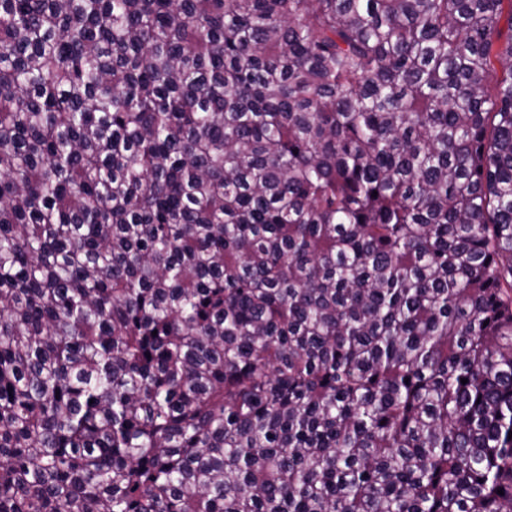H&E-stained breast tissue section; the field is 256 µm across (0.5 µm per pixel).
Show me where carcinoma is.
Returning a JSON list of instances; mask_svg holds the SVG:
<instances>
[{"instance_id":"obj_1","label":"carcinoma","mask_w":512,"mask_h":512,"mask_svg":"<svg viewBox=\"0 0 512 512\" xmlns=\"http://www.w3.org/2000/svg\"><path fill=\"white\" fill-rule=\"evenodd\" d=\"M511 431L512 0H0V512H512Z\"/></svg>"}]
</instances>
